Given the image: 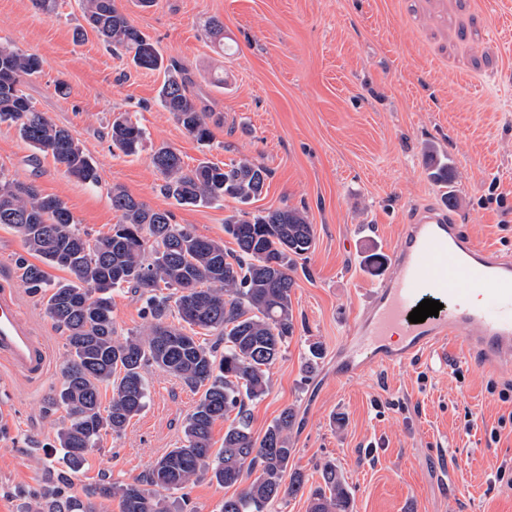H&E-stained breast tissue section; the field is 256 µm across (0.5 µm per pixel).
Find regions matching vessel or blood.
<instances>
[{"instance_id": "b4317fda", "label": "vessel or blood", "mask_w": 512, "mask_h": 512, "mask_svg": "<svg viewBox=\"0 0 512 512\" xmlns=\"http://www.w3.org/2000/svg\"><path fill=\"white\" fill-rule=\"evenodd\" d=\"M425 299L442 302V310L424 322H409V313ZM395 328L403 333L397 343L389 339ZM459 336L461 362H469L472 348L481 365L501 362L502 350L512 346V259L473 241L451 208L419 209L403 225L386 275L354 314L336 378L409 366ZM0 361L32 381L44 379L51 362L8 274L0 276Z\"/></svg>"}]
</instances>
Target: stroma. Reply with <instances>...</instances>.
<instances>
[{"label":"stroma","mask_w":512,"mask_h":512,"mask_svg":"<svg viewBox=\"0 0 512 512\" xmlns=\"http://www.w3.org/2000/svg\"><path fill=\"white\" fill-rule=\"evenodd\" d=\"M191 81L211 114L214 138L199 145L157 103L164 75L135 68L125 51L95 33L73 40L83 0H58L54 15L32 0H0V42L36 54L41 71L22 90L37 111L67 127L98 166L101 181L68 177L36 153L15 127L0 124V170L59 197L90 237L118 223L110 190L121 185L176 223L223 241L237 205L178 206L151 163L155 147L177 148L185 163L248 159L265 166L267 189L252 211L289 206L307 213L315 245L295 275L296 332L270 369L264 396L249 404L251 431L262 437L286 408L288 468L305 479L268 512H307V498L327 461L341 469L354 512H512V352L493 370L449 366L456 351L429 353L413 367L336 381V355L354 310L384 271L366 256L397 245L401 224L437 205L444 190L429 176L426 147L448 155L459 197L455 215L476 241L512 254V0H155L143 9L117 0ZM224 24L216 49L211 19ZM228 81L216 85L215 70ZM65 82L67 97L56 92ZM145 127L135 157L113 154V118ZM27 316L51 352L44 380L31 382L0 364V512H19L26 495L58 481L61 415L46 399L62 382L65 334L46 315L40 294L17 283ZM144 300L112 294L119 336L142 332ZM321 345L314 370L309 348ZM148 398L120 435H104L73 479V494L102 476L119 484L143 476L184 442L183 426L199 396L174 377L148 369ZM499 430L491 440V430ZM240 486L199 478L185 492L157 489L190 512H220Z\"/></svg>","instance_id":"obj_1"}]
</instances>
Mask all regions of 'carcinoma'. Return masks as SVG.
Listing matches in <instances>:
<instances>
[{"label": "carcinoma", "mask_w": 512, "mask_h": 512, "mask_svg": "<svg viewBox=\"0 0 512 512\" xmlns=\"http://www.w3.org/2000/svg\"><path fill=\"white\" fill-rule=\"evenodd\" d=\"M84 19L105 44L124 48L135 67L164 71L160 106L196 142L211 141L209 113L197 107L189 79L165 63L116 0H84ZM40 70L38 56L0 44V124L15 126L74 179L99 183L98 168L78 140L22 93V81ZM109 135L112 152L125 157L139 155L146 139L145 128L126 114L112 120ZM428 156L430 177L448 182V158L432 150ZM151 162L163 177L164 194L180 205H220L228 199L241 205L224 219V233L236 250L195 234L170 211L150 207L120 185L110 192L120 222L92 245L60 198L0 170V224L18 232L26 252L43 266L63 267L71 276L54 283L43 266L19 260L24 284L42 295L46 314L67 333L63 383L48 396L47 410L64 413L68 421L56 438L66 475L38 490L21 512H102L103 502L114 497L120 512H170L150 487L182 490L203 475L231 487L248 471L255 478L224 499L221 512H266L280 496L303 487L302 473H288L294 412L284 409L257 440L248 404L266 393L270 366L294 334L293 273L314 246L313 225L305 212L288 206L256 214L243 210L264 193L269 176L248 159L222 165L201 160L189 167L177 149L162 144ZM125 287L145 298L148 326L121 338L112 322V292ZM171 317L182 326L169 323ZM151 367L201 392L184 424L185 444L168 450L131 483L101 480L80 496L70 493V475L82 470L102 436L122 433L145 407V371ZM108 388L112 398L103 408L101 391ZM232 411L237 422L224 431V443L215 451L212 428ZM319 472L321 483L308 497L307 512H353L350 487L336 464L327 462Z\"/></svg>", "instance_id": "cac0c4a2"}]
</instances>
